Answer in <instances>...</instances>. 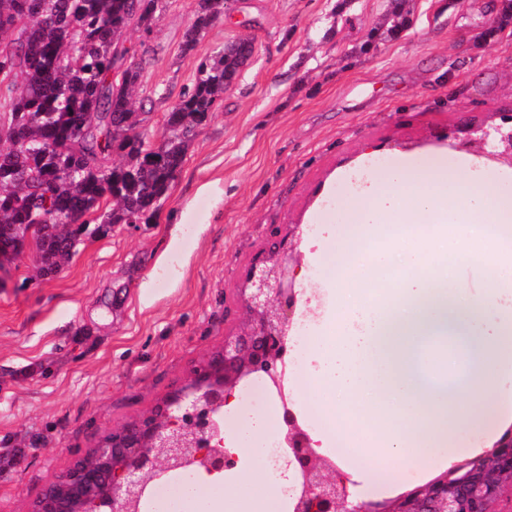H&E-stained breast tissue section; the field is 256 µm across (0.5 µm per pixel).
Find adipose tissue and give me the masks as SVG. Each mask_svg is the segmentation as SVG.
Returning <instances> with one entry per match:
<instances>
[{"mask_svg":"<svg viewBox=\"0 0 512 512\" xmlns=\"http://www.w3.org/2000/svg\"><path fill=\"white\" fill-rule=\"evenodd\" d=\"M344 206L359 233L332 245L339 297L301 355L307 398L325 429L360 446L349 476L372 496L381 489L368 470H389L393 488L409 470L425 481L447 467L449 447L487 448L512 426V193L473 159L408 153ZM464 265L489 270L493 285L462 288ZM461 355L481 398L448 383ZM238 406L224 407L237 464L223 496L198 476L183 488L201 512H275L288 484L260 449L270 418Z\"/></svg>","mask_w":512,"mask_h":512,"instance_id":"1","label":"adipose tissue"}]
</instances>
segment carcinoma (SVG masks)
<instances>
[{"instance_id":"cac0c4a2","label":"carcinoma","mask_w":512,"mask_h":512,"mask_svg":"<svg viewBox=\"0 0 512 512\" xmlns=\"http://www.w3.org/2000/svg\"><path fill=\"white\" fill-rule=\"evenodd\" d=\"M157 9L158 0H0V18L28 21L23 43L0 25L9 37L0 42V71L28 75L9 103L15 140L0 148V242L20 252L27 226L40 225L43 277L64 270L75 241L105 236L115 224L150 223L224 99L226 74L237 73L238 50L218 52L167 112L163 138L148 139L134 99L140 67L119 42L133 22L150 29ZM223 13V0H200L184 50Z\"/></svg>"}]
</instances>
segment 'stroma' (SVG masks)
I'll list each match as a JSON object with an SVG mask.
<instances>
[{
  "instance_id": "stroma-1",
  "label": "stroma",
  "mask_w": 512,
  "mask_h": 512,
  "mask_svg": "<svg viewBox=\"0 0 512 512\" xmlns=\"http://www.w3.org/2000/svg\"><path fill=\"white\" fill-rule=\"evenodd\" d=\"M499 6L232 0L187 51L198 0H163L151 30L128 29L140 129L155 140L203 62L243 38L253 54L152 223L84 240L51 278L36 274L33 249L12 264L0 288V512H29L73 460L186 383L238 327L245 273L289 225L306 242L348 232V169L376 175L396 147L457 158L442 142L449 127L512 113V25L498 28ZM297 259L296 308L317 327L336 286L314 252ZM165 265L180 277L161 278Z\"/></svg>"
}]
</instances>
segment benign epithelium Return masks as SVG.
I'll use <instances>...</instances> for the list:
<instances>
[{"label":"benign epithelium","mask_w":512,"mask_h":512,"mask_svg":"<svg viewBox=\"0 0 512 512\" xmlns=\"http://www.w3.org/2000/svg\"><path fill=\"white\" fill-rule=\"evenodd\" d=\"M448 148L493 163L512 162V113L497 112L488 123L448 129ZM298 230L294 225L288 242L250 265L241 288L242 326L191 367L187 385L104 435L43 489L30 512H93L102 506L111 512H143L151 488L183 469L221 473L234 466L232 455L214 445V423L236 389L260 376L286 399L288 331L298 295L290 264L296 261ZM282 447L295 487L289 512H512V430L495 445L509 449V463L488 508L489 490L478 487L463 501L448 495L444 476L384 501L361 499L339 466L316 452L307 431L290 415L283 424Z\"/></svg>","instance_id":"7a95c632"}]
</instances>
